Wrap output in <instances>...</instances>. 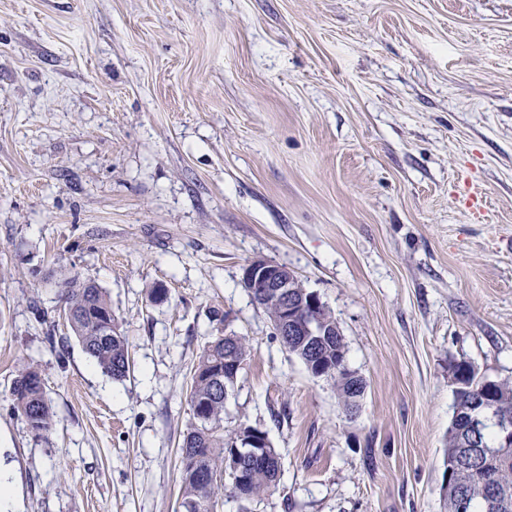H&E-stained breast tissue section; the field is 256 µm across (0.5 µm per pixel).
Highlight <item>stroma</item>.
Masks as SVG:
<instances>
[{
    "label": "stroma",
    "mask_w": 512,
    "mask_h": 512,
    "mask_svg": "<svg viewBox=\"0 0 512 512\" xmlns=\"http://www.w3.org/2000/svg\"><path fill=\"white\" fill-rule=\"evenodd\" d=\"M253 258L331 311L354 416L242 288ZM76 275L125 381L68 336ZM226 332L248 355L224 435L265 431L281 475L219 512H444L451 365L512 381V0H0L8 512H176L194 366ZM24 364L45 437L11 411ZM65 284V309L74 315L71 335L103 372L118 381L126 379L133 364L106 291L92 279L79 276L68 278ZM69 311L62 314L64 322L73 319ZM11 406L32 432L47 436L54 426V415L46 398L41 375L34 365L18 369L10 388Z\"/></svg>",
    "instance_id": "obj_1"
}]
</instances>
